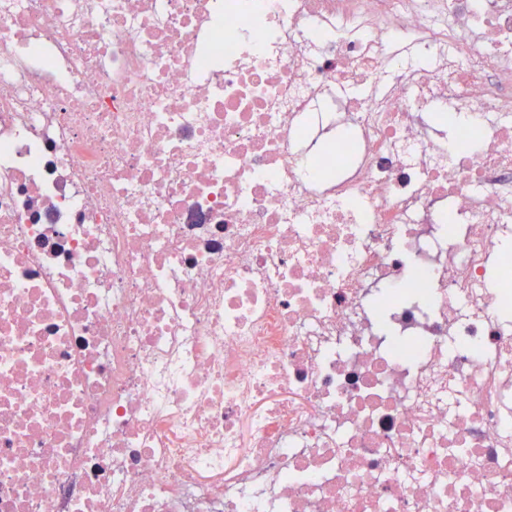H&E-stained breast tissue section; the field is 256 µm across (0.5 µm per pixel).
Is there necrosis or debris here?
I'll return each instance as SVG.
<instances>
[{
    "label": "necrosis or debris",
    "mask_w": 512,
    "mask_h": 512,
    "mask_svg": "<svg viewBox=\"0 0 512 512\" xmlns=\"http://www.w3.org/2000/svg\"><path fill=\"white\" fill-rule=\"evenodd\" d=\"M0 512H512V0H0Z\"/></svg>",
    "instance_id": "obj_1"
}]
</instances>
